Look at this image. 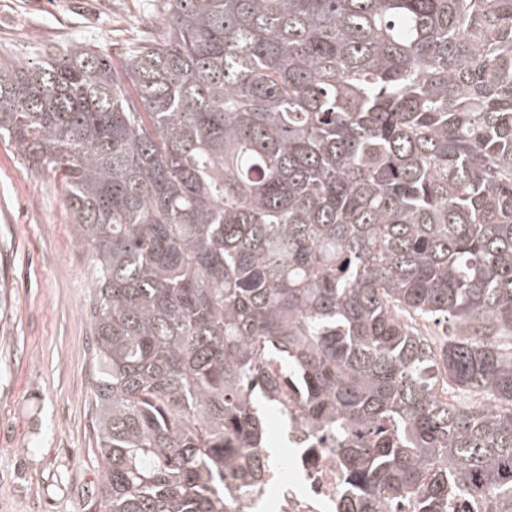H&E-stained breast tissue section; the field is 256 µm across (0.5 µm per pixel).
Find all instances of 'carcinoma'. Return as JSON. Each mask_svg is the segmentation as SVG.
<instances>
[{"mask_svg":"<svg viewBox=\"0 0 512 512\" xmlns=\"http://www.w3.org/2000/svg\"><path fill=\"white\" fill-rule=\"evenodd\" d=\"M166 10L117 68L0 64L95 255V512H224L290 402L341 512H512V0Z\"/></svg>","mask_w":512,"mask_h":512,"instance_id":"1","label":"carcinoma"}]
</instances>
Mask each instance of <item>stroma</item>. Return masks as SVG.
<instances>
[{
	"label": "stroma",
	"mask_w": 512,
	"mask_h": 512,
	"mask_svg": "<svg viewBox=\"0 0 512 512\" xmlns=\"http://www.w3.org/2000/svg\"><path fill=\"white\" fill-rule=\"evenodd\" d=\"M166 17L164 0H0V62L81 46L117 63ZM93 267L61 184L0 144V512H94Z\"/></svg>",
	"instance_id": "stroma-1"
}]
</instances>
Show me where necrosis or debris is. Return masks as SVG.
I'll return each instance as SVG.
<instances>
[{
  "instance_id": "1",
  "label": "necrosis or debris",
  "mask_w": 512,
  "mask_h": 512,
  "mask_svg": "<svg viewBox=\"0 0 512 512\" xmlns=\"http://www.w3.org/2000/svg\"><path fill=\"white\" fill-rule=\"evenodd\" d=\"M290 455L260 449L261 473L244 481L224 478L225 512H340L352 494L345 464L302 417L297 406L284 414Z\"/></svg>"
}]
</instances>
